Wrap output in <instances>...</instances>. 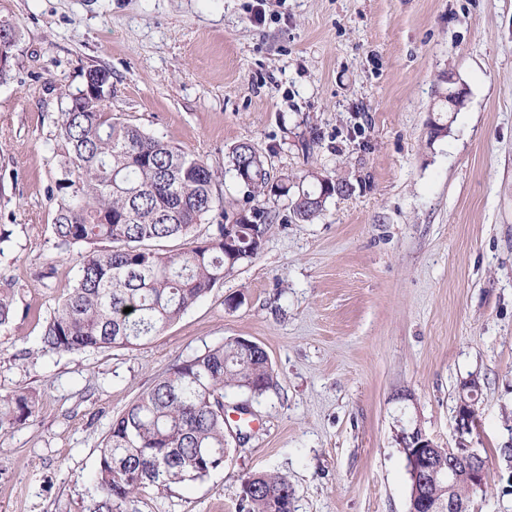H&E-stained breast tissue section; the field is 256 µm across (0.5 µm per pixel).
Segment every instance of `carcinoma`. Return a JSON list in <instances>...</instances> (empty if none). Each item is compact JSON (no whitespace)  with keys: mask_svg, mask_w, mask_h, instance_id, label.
Segmentation results:
<instances>
[{"mask_svg":"<svg viewBox=\"0 0 512 512\" xmlns=\"http://www.w3.org/2000/svg\"><path fill=\"white\" fill-rule=\"evenodd\" d=\"M62 159L55 181L56 248L75 261V284L47 321L40 342L55 353L131 349L158 335L224 280V274L261 252L275 216L261 207L219 223L205 240L179 251L158 244L190 239L216 208L214 173L141 127L117 117L107 104L64 93ZM231 165L244 174L248 197H291L293 215L311 222L328 200L321 185L290 194L286 177L270 182L263 156L246 142L232 149ZM132 311L126 313L124 309ZM16 312L15 295L0 290V327ZM276 375L266 350L233 338L173 365L113 421L94 473L87 512H124L143 493L166 497L178 486L224 468V393L260 398ZM35 396L0 395V432L24 424ZM288 477L254 473L242 481L239 512H292Z\"/></svg>","mask_w":512,"mask_h":512,"instance_id":"cac0c4a2","label":"carcinoma"}]
</instances>
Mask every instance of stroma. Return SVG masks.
<instances>
[{
  "label": "stroma",
  "mask_w": 512,
  "mask_h": 512,
  "mask_svg": "<svg viewBox=\"0 0 512 512\" xmlns=\"http://www.w3.org/2000/svg\"><path fill=\"white\" fill-rule=\"evenodd\" d=\"M20 31L0 83V394L35 393L0 434V512H86L113 420L177 362L243 337L278 386L228 428L223 470L145 495L125 512H239L242 479L287 475L294 512H408L397 441L420 426L456 443L464 381L477 377L487 457L469 512H512V0H0ZM111 74L112 113L201 157L223 209L275 211L262 251L133 349H41L74 285L52 232L62 90ZM464 84L437 111L442 77ZM445 124L439 137L431 122ZM251 143L271 180L322 171L351 195L310 223L287 198L248 200L229 169ZM30 349L21 357V349ZM466 89L463 86L456 87L454 90L448 92V86L440 89L438 92V111L448 112V104L451 112H458L464 107L466 102Z\"/></svg>",
  "instance_id": "1"
}]
</instances>
